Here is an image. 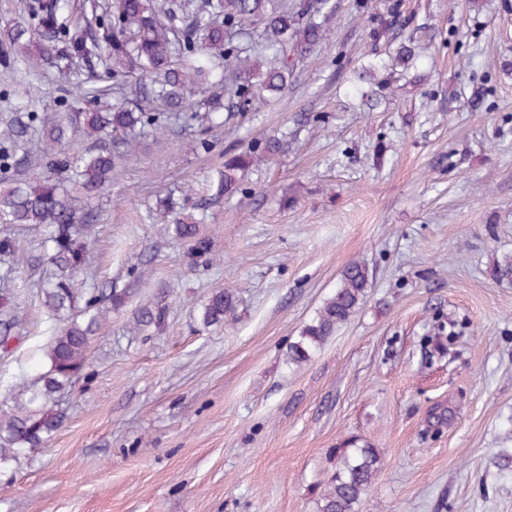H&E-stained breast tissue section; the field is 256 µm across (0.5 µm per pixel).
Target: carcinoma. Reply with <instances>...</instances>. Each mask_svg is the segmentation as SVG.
I'll return each instance as SVG.
<instances>
[{"label": "carcinoma", "mask_w": 512, "mask_h": 512, "mask_svg": "<svg viewBox=\"0 0 512 512\" xmlns=\"http://www.w3.org/2000/svg\"><path fill=\"white\" fill-rule=\"evenodd\" d=\"M69 0H25L27 25L0 33V64L22 69L37 82L52 69L74 85L75 96L94 103L63 116L30 112L19 103L0 119V353L21 339L27 298L42 308L53 334L43 348L46 370L25 377L0 399V468L29 448L46 444L65 413L58 396L84 375L89 347L108 313L121 310L128 291L99 282L91 227L112 179L145 141L180 133L207 151L224 130V114L288 91L295 66L330 34L331 0H90L80 17ZM102 66L111 83L78 81ZM75 140L90 142L71 151ZM271 135L224 155L210 181L215 198L245 192L256 164L282 152ZM155 192L147 218L171 216L166 232L192 265L210 263L200 226L206 215L190 204L192 190ZM37 229L39 271L22 276L15 231ZM369 287L365 265L353 262L335 292L289 346L288 361L307 362L362 304ZM234 291L208 297L201 324H224L234 313ZM166 309L145 305L138 325L161 323ZM455 331L437 326L434 349L448 353ZM338 465L319 512H358L380 467L378 451L361 438L336 449Z\"/></svg>", "instance_id": "obj_1"}]
</instances>
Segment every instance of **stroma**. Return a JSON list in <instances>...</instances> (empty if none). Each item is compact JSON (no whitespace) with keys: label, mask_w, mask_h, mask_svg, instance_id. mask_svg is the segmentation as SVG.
Wrapping results in <instances>:
<instances>
[{"label":"stroma","mask_w":512,"mask_h":512,"mask_svg":"<svg viewBox=\"0 0 512 512\" xmlns=\"http://www.w3.org/2000/svg\"><path fill=\"white\" fill-rule=\"evenodd\" d=\"M330 39L283 102L235 113L209 151L146 142L104 198L98 278L129 292L61 403L62 428L0 470V512H319L333 450L359 437L381 456L359 512H512V0H335ZM416 57L357 94L364 66L401 43ZM66 112L55 80L30 90L0 68L7 97ZM283 153L249 193L210 196L225 153L276 132ZM192 187L213 262L146 220L151 190ZM360 262L358 312L302 365L288 345ZM217 288L234 315L202 328ZM161 326L135 329L145 297ZM455 324L454 360L429 359L435 323ZM0 356V395L43 366L49 327L29 307ZM450 414L438 432V413Z\"/></svg>","instance_id":"stroma-1"}]
</instances>
